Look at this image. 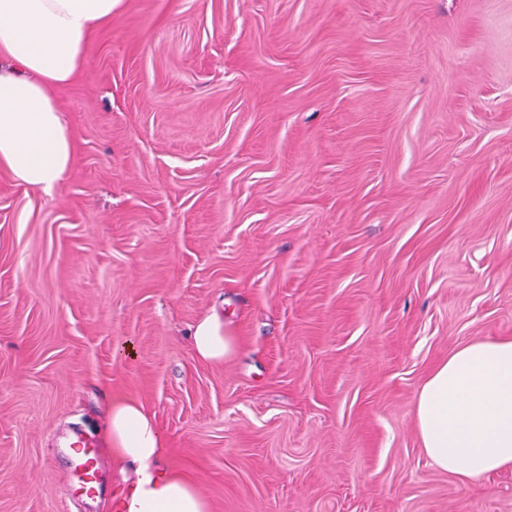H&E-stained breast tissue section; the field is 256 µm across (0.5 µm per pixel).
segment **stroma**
Here are the masks:
<instances>
[{
	"label": "stroma",
	"instance_id": "obj_1",
	"mask_svg": "<svg viewBox=\"0 0 512 512\" xmlns=\"http://www.w3.org/2000/svg\"><path fill=\"white\" fill-rule=\"evenodd\" d=\"M55 96L65 179L0 170V512H107L123 397L213 512H512V470L441 471L415 424L512 338V0H120ZM196 355L210 363H224L238 349L237 337L224 330V316L216 311L204 315L190 333ZM69 456L74 465L75 492L81 496L93 498L98 487L99 461L96 448L77 440L69 447Z\"/></svg>",
	"mask_w": 512,
	"mask_h": 512
}]
</instances>
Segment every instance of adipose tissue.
I'll return each mask as SVG.
<instances>
[{"mask_svg": "<svg viewBox=\"0 0 512 512\" xmlns=\"http://www.w3.org/2000/svg\"><path fill=\"white\" fill-rule=\"evenodd\" d=\"M119 0H0V169L18 184L51 192L74 162L72 135L54 94L83 68L92 33ZM196 355L221 363L238 349L223 316L204 315L190 333ZM416 427L441 471L471 480L512 470V339L458 347L422 385ZM104 441L136 480L115 512H212L196 481L163 469L168 441L140 403L114 400Z\"/></svg>", "mask_w": 512, "mask_h": 512, "instance_id": "1", "label": "adipose tissue"}]
</instances>
